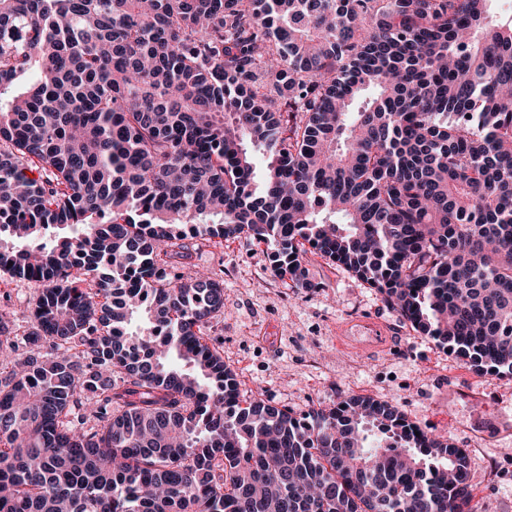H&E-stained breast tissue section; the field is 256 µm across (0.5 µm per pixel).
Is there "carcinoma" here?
I'll use <instances>...</instances> for the list:
<instances>
[{"instance_id":"carcinoma-1","label":"carcinoma","mask_w":512,"mask_h":512,"mask_svg":"<svg viewBox=\"0 0 512 512\" xmlns=\"http://www.w3.org/2000/svg\"><path fill=\"white\" fill-rule=\"evenodd\" d=\"M489 2L0 0V271L43 284L31 331L0 313V512H476L466 450L389 401L241 399L224 282L173 271L245 238L306 288L310 251L512 374Z\"/></svg>"}]
</instances>
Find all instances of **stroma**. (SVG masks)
Wrapping results in <instances>:
<instances>
[{"mask_svg":"<svg viewBox=\"0 0 512 512\" xmlns=\"http://www.w3.org/2000/svg\"><path fill=\"white\" fill-rule=\"evenodd\" d=\"M183 276L198 271L224 282V310L206 332L245 396L296 413L366 393L395 402L426 431L448 433L466 449L480 512H512V375L479 374L417 334L369 284L310 254L309 287L276 276L264 248L243 239L214 245L187 238ZM41 287L0 273V312L17 333L30 330ZM385 336L382 348L341 347L342 331Z\"/></svg>","mask_w":512,"mask_h":512,"instance_id":"obj_1","label":"stroma"}]
</instances>
